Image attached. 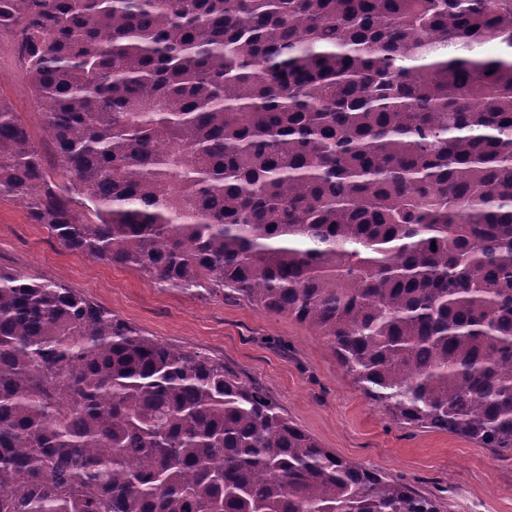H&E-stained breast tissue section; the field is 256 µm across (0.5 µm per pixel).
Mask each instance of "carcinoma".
<instances>
[{
  "label": "carcinoma",
  "instance_id": "obj_1",
  "mask_svg": "<svg viewBox=\"0 0 512 512\" xmlns=\"http://www.w3.org/2000/svg\"><path fill=\"white\" fill-rule=\"evenodd\" d=\"M67 250L324 336L395 421L512 452V0H0ZM495 42L471 59L439 53ZM436 248H431V244ZM0 512H441L224 361L0 269Z\"/></svg>",
  "mask_w": 512,
  "mask_h": 512
}]
</instances>
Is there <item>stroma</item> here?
I'll return each mask as SVG.
<instances>
[{"instance_id": "1", "label": "stroma", "mask_w": 512, "mask_h": 512, "mask_svg": "<svg viewBox=\"0 0 512 512\" xmlns=\"http://www.w3.org/2000/svg\"><path fill=\"white\" fill-rule=\"evenodd\" d=\"M0 102L18 112L53 164L15 38L5 33ZM0 269L62 283L143 335L224 360L263 386L322 446L437 499L442 512H512L511 452L397 423L346 374L327 339L294 317L221 293L163 288L136 270L69 251L8 196H0Z\"/></svg>"}]
</instances>
